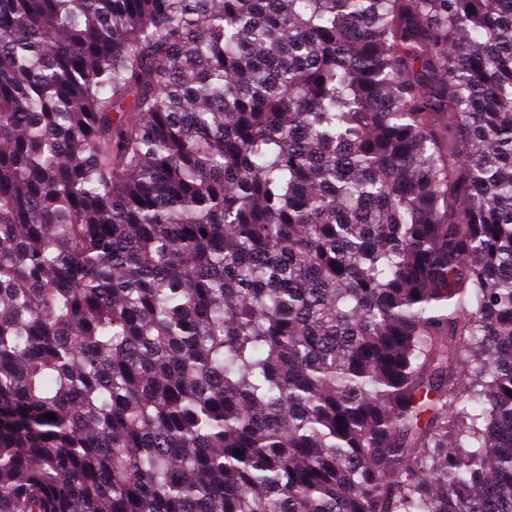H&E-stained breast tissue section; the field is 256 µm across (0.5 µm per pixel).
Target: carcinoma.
Wrapping results in <instances>:
<instances>
[{
  "label": "carcinoma",
  "mask_w": 512,
  "mask_h": 512,
  "mask_svg": "<svg viewBox=\"0 0 512 512\" xmlns=\"http://www.w3.org/2000/svg\"><path fill=\"white\" fill-rule=\"evenodd\" d=\"M509 389L512 0H0V512H512Z\"/></svg>",
  "instance_id": "obj_1"
}]
</instances>
